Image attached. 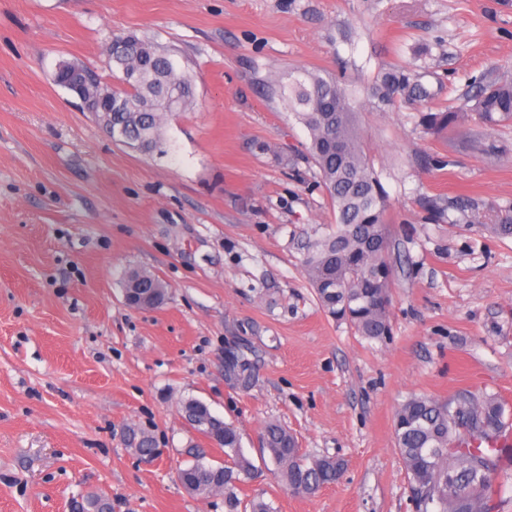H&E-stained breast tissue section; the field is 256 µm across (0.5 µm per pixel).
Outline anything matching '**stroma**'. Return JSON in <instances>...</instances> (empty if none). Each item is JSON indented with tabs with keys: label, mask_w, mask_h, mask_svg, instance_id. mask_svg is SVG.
<instances>
[{
	"label": "stroma",
	"mask_w": 512,
	"mask_h": 512,
	"mask_svg": "<svg viewBox=\"0 0 512 512\" xmlns=\"http://www.w3.org/2000/svg\"><path fill=\"white\" fill-rule=\"evenodd\" d=\"M134 35L173 51L197 105L170 114L164 151L116 143L54 81L76 62L117 85L107 48ZM307 69L352 92L386 192L391 333L358 336L321 309L301 263L335 218L305 127L266 88ZM392 72L428 97L368 100ZM512 79V0H0V512H224L176 478L194 431L182 400L241 434L256 467L240 495L276 512H416L394 416L409 396L497 393L512 405V237L449 218L467 196L512 208V123L421 122ZM169 289L129 307L127 270ZM250 363L249 387L228 364ZM344 463L334 484L284 492L266 422ZM149 430L151 459L129 448ZM460 113L453 107H447L437 112H426L422 115V123L428 130L434 132L447 131L457 121Z\"/></svg>",
	"instance_id": "35a3bbf8"
}]
</instances>
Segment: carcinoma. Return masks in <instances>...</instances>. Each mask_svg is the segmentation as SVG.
Returning a JSON list of instances; mask_svg holds the SVG:
<instances>
[{
  "label": "carcinoma",
  "mask_w": 512,
  "mask_h": 512,
  "mask_svg": "<svg viewBox=\"0 0 512 512\" xmlns=\"http://www.w3.org/2000/svg\"><path fill=\"white\" fill-rule=\"evenodd\" d=\"M108 56L120 86L112 90V104L91 109L111 114L112 128L121 132L127 147L151 154L162 144L163 118L195 106L193 78L177 71L174 54L133 35L113 38ZM268 90L307 128L317 178L336 212V224L302 257L317 300L330 317L347 323L356 334L380 340L390 333L394 277L388 260V204L347 89L332 75L304 70L269 82ZM404 91L427 96L423 87H411L389 72L372 85L371 97L382 108ZM470 101L469 110L487 126L511 121L512 79L480 87ZM458 117L459 111L447 107L424 113L422 123L443 132ZM456 209L470 212L472 222L497 236H512V210L492 214L468 198L457 200ZM124 288L126 301L136 308L145 303L158 308L168 294L159 276L140 269L127 274ZM180 410L205 437L220 436L224 448V463L218 467L189 451L194 460L178 471L180 482L200 495L224 493L226 512H275L261 498L238 497L237 485L253 478L255 467L241 449L237 428L212 415L196 398L183 400ZM511 430L512 407L495 393L477 399L462 390L445 401L424 395L407 398L396 411L394 434L418 512H492L496 479L512 451L496 443L508 439ZM261 441L275 466V479L293 494L313 495L335 483L343 469L333 457L301 453L295 436L277 422L264 427ZM129 445L142 456L156 454L155 441L146 431L132 433ZM82 512H112V502L93 493Z\"/></svg>",
  "instance_id": "1"
}]
</instances>
